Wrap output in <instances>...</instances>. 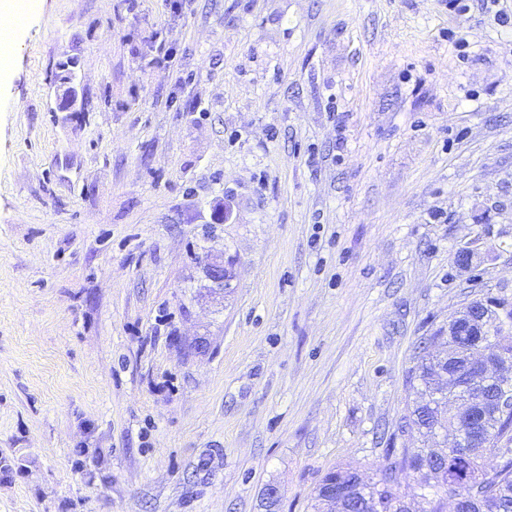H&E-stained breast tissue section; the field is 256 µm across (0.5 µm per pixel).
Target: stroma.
<instances>
[{"instance_id":"stroma-1","label":"stroma","mask_w":512,"mask_h":512,"mask_svg":"<svg viewBox=\"0 0 512 512\" xmlns=\"http://www.w3.org/2000/svg\"><path fill=\"white\" fill-rule=\"evenodd\" d=\"M466 3L38 0L0 85V512H260L270 483L311 512L419 447V344L512 298V0ZM66 73L60 76L61 87L56 92L57 109L60 112H75L82 105L83 92L76 83L73 70L65 69ZM231 259L224 255H210L204 264V273L211 283L209 290L213 293H224V288L230 277Z\"/></svg>"}]
</instances>
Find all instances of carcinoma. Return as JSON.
Listing matches in <instances>:
<instances>
[{"instance_id": "carcinoma-1", "label": "carcinoma", "mask_w": 512, "mask_h": 512, "mask_svg": "<svg viewBox=\"0 0 512 512\" xmlns=\"http://www.w3.org/2000/svg\"><path fill=\"white\" fill-rule=\"evenodd\" d=\"M488 317L493 319L499 350L512 360V340H502L512 335V311L503 316L491 309ZM428 341L443 342L448 349L439 357L421 347L409 377L415 398L399 424L401 431H414L422 437L424 446L398 449L377 477L369 480L350 469L327 473L314 491L313 512H323L325 492L330 490L341 499L343 512H446L444 497L448 495L461 499V512H512V412L497 413L489 407L475 419L477 436L492 437V447L479 442L464 451L452 448L433 454V444L459 425L457 415L449 409L450 399L443 395V373L454 374L464 367L471 341L468 336H445L441 330ZM468 375L467 371L459 373L456 382H464ZM489 450L502 462L488 470L485 458ZM402 473L421 490L418 499L408 502L401 496L398 476Z\"/></svg>"}]
</instances>
